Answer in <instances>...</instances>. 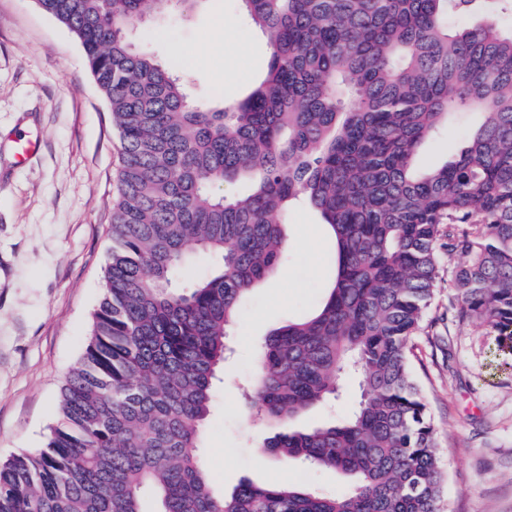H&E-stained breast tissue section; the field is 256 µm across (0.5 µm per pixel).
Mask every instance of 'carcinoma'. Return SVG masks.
<instances>
[{
  "mask_svg": "<svg viewBox=\"0 0 512 512\" xmlns=\"http://www.w3.org/2000/svg\"><path fill=\"white\" fill-rule=\"evenodd\" d=\"M203 0H36L78 40L119 137L112 248L90 338L44 445L0 464V512H440L444 475L408 353L448 261V321L512 354V0H242L267 37L262 82L221 109L134 50L144 18ZM486 6L465 28L454 16ZM453 113L481 121L459 154L415 168ZM249 184L242 194L212 191ZM332 231L320 310L273 329L244 398L271 454L353 478L334 496L245 481L217 494L196 449L230 323L284 258L288 208ZM207 277L176 284L190 257ZM360 397L342 422L284 425ZM359 396V389L355 380H350L342 397L332 404L319 403L303 412L291 422L295 429L303 430L325 425L345 416L355 399Z\"/></svg>",
  "mask_w": 512,
  "mask_h": 512,
  "instance_id": "1",
  "label": "carcinoma"
}]
</instances>
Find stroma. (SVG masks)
I'll use <instances>...</instances> for the list:
<instances>
[{
    "label": "stroma",
    "mask_w": 512,
    "mask_h": 512,
    "mask_svg": "<svg viewBox=\"0 0 512 512\" xmlns=\"http://www.w3.org/2000/svg\"><path fill=\"white\" fill-rule=\"evenodd\" d=\"M135 49L187 72L203 108L243 99L264 78L270 49L241 0H207L188 17L145 18L129 34ZM475 118L420 148L433 167L460 153ZM40 149L19 158L21 139ZM118 138L82 49L35 0H0V462L40 447L58 420L59 390L86 346L112 246ZM286 261L253 288L230 336L224 380L198 454L216 491L241 481L300 483L333 495L347 479L269 454L266 426L241 388L254 352L272 329L313 314L336 272V251L319 214L289 210ZM448 281L440 279L412 366L428 405L446 482L445 512H512V360L495 353V331L448 324ZM359 395L319 403L292 422L303 430L345 416Z\"/></svg>",
    "instance_id": "obj_1"
}]
</instances>
